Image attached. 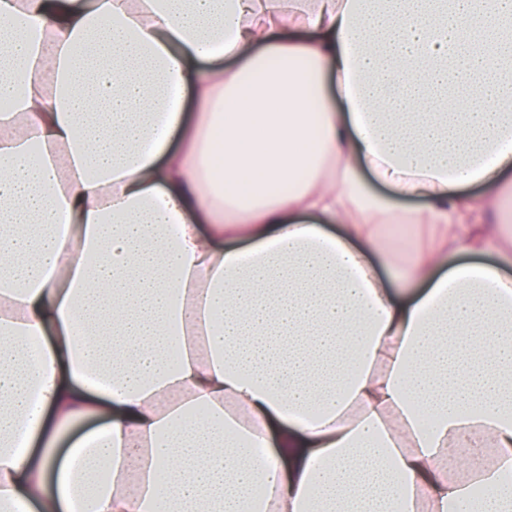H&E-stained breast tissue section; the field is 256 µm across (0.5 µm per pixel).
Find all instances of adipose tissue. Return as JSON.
I'll use <instances>...</instances> for the list:
<instances>
[{"label": "adipose tissue", "mask_w": 512, "mask_h": 512, "mask_svg": "<svg viewBox=\"0 0 512 512\" xmlns=\"http://www.w3.org/2000/svg\"><path fill=\"white\" fill-rule=\"evenodd\" d=\"M0 101V512H512V0H0Z\"/></svg>", "instance_id": "1"}]
</instances>
